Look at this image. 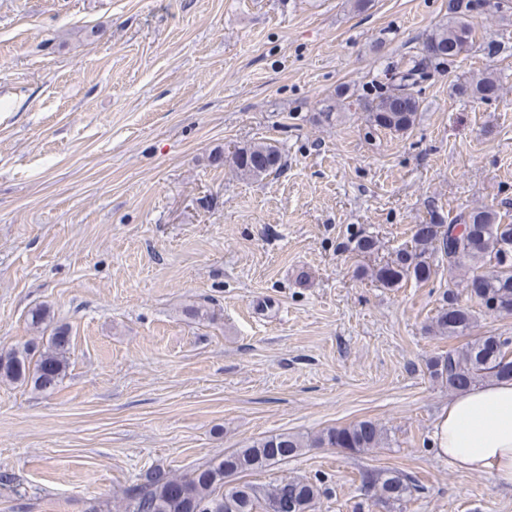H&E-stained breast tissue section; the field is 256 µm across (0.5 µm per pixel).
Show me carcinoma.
I'll use <instances>...</instances> for the list:
<instances>
[{
    "mask_svg": "<svg viewBox=\"0 0 512 512\" xmlns=\"http://www.w3.org/2000/svg\"><path fill=\"white\" fill-rule=\"evenodd\" d=\"M473 45V15L468 0H448V25L434 29L420 52L402 65L384 71L386 84L371 81L373 98L368 100L366 121L369 131L389 130L406 133L414 125L420 108L415 87L426 81L433 70L451 68ZM501 83L494 72L456 80L452 90L459 97L489 100L498 96ZM215 162L229 166L242 178H258L282 167L281 151L268 143L255 142L236 149L231 155L219 154ZM414 246L395 251L385 265L371 271V277L394 286L410 278L428 282L433 274L427 256L438 252L448 263V271L473 267L462 281V288L485 314L512 313V223L492 208L471 211L466 220L454 224H426L415 231ZM477 318L461 304L459 293L450 289L445 305L433 318L429 331L438 336H466ZM70 336L68 329H54L47 345L0 353V380L25 382L48 390L66 374ZM435 380L454 391H464L481 381L512 380V338L494 334L475 336L464 346L431 358L427 364ZM383 429L371 420L345 427H331L319 435L303 439L279 434L261 439L246 448H236L180 475L155 465L139 475L137 483L125 491L124 512H266L270 501L291 506L289 512H315V505L326 488L323 481L289 476L268 483H251L243 477L267 470L296 456L304 448L327 446L350 453L379 447ZM361 490L376 505H400L411 495V478L399 471L368 470L360 475Z\"/></svg>",
    "mask_w": 512,
    "mask_h": 512,
    "instance_id": "carcinoma-1",
    "label": "carcinoma"
}]
</instances>
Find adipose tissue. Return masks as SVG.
Here are the masks:
<instances>
[{
    "mask_svg": "<svg viewBox=\"0 0 512 512\" xmlns=\"http://www.w3.org/2000/svg\"><path fill=\"white\" fill-rule=\"evenodd\" d=\"M433 439L449 468L512 486V380L475 385L449 399Z\"/></svg>",
    "mask_w": 512,
    "mask_h": 512,
    "instance_id": "obj_1",
    "label": "adipose tissue"
}]
</instances>
